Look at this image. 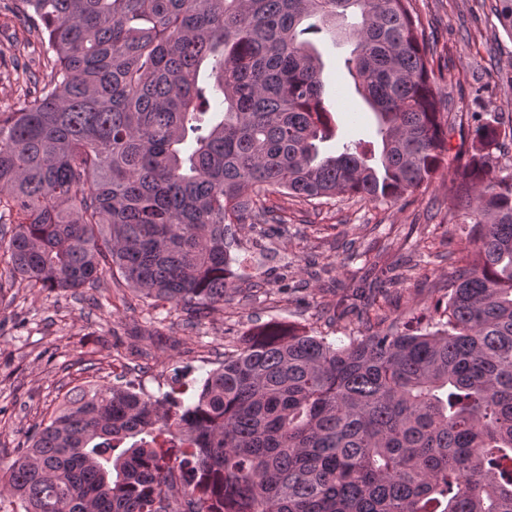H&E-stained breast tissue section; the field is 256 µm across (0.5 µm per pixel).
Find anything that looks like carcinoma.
Segmentation results:
<instances>
[{"instance_id": "obj_1", "label": "carcinoma", "mask_w": 512, "mask_h": 512, "mask_svg": "<svg viewBox=\"0 0 512 512\" xmlns=\"http://www.w3.org/2000/svg\"><path fill=\"white\" fill-rule=\"evenodd\" d=\"M411 0H6L38 67L0 111V291L119 272L200 316L240 274L226 239L286 224L272 194L392 204L451 176L446 320L334 345L267 323L170 393L70 389L0 467L11 512H512V167L489 112H451ZM512 37V0H494ZM380 155L332 137L339 41ZM50 70L40 77V68ZM459 133V144L449 135Z\"/></svg>"}]
</instances>
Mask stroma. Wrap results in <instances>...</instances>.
<instances>
[{"instance_id": "35a3bbf8", "label": "stroma", "mask_w": 512, "mask_h": 512, "mask_svg": "<svg viewBox=\"0 0 512 512\" xmlns=\"http://www.w3.org/2000/svg\"><path fill=\"white\" fill-rule=\"evenodd\" d=\"M436 65L448 77L454 112L512 115V36L500 27L492 0H412ZM20 29L0 15V108L20 93L16 72L37 58L38 44L18 46ZM323 98L338 140L366 136L375 118L344 68L352 46L320 43ZM449 178L426 192L379 205L336 198L309 205L280 195L271 201L288 218V232L258 238L231 230L226 241L245 264L222 308L198 320L185 310L154 308L123 279L103 274L98 290L59 292L22 285L0 292V460L9 461L56 403L74 386L92 380L133 383L145 393L170 390L171 374L193 384L217 367L225 353L255 327L289 323L340 343L362 328L361 310L337 318L336 301L356 294L366 301L382 269L414 251L456 252L467 245L448 223ZM450 260L431 261L390 287L392 316H417L430 325L448 304ZM287 275V294L274 293Z\"/></svg>"}]
</instances>
